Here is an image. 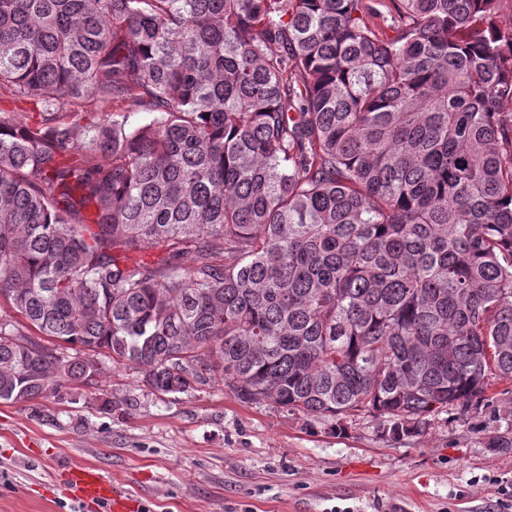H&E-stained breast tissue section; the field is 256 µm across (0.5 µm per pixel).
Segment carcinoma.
Instances as JSON below:
<instances>
[{
    "mask_svg": "<svg viewBox=\"0 0 512 512\" xmlns=\"http://www.w3.org/2000/svg\"><path fill=\"white\" fill-rule=\"evenodd\" d=\"M501 3L0 0V97L38 115L0 109V297L77 348L1 324L0 401L94 379L90 351L162 394L218 377L400 443L500 402ZM144 246L162 256L126 261ZM483 444L512 448V430Z\"/></svg>",
    "mask_w": 512,
    "mask_h": 512,
    "instance_id": "carcinoma-1",
    "label": "carcinoma"
}]
</instances>
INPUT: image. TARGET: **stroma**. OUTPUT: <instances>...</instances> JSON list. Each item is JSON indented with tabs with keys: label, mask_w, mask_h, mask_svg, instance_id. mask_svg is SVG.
I'll return each instance as SVG.
<instances>
[{
	"label": "stroma",
	"mask_w": 512,
	"mask_h": 512,
	"mask_svg": "<svg viewBox=\"0 0 512 512\" xmlns=\"http://www.w3.org/2000/svg\"><path fill=\"white\" fill-rule=\"evenodd\" d=\"M97 361L92 384L0 401V512H108L76 497L74 464L143 512H512V449L481 441L506 409L396 443L367 415L333 435L220 381L164 395L138 366Z\"/></svg>",
	"instance_id": "35a3bbf8"
}]
</instances>
